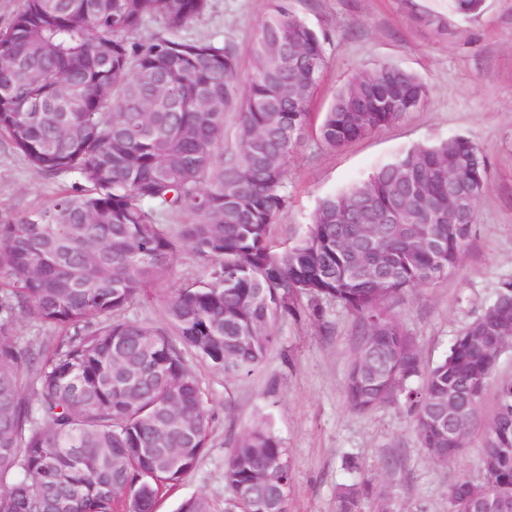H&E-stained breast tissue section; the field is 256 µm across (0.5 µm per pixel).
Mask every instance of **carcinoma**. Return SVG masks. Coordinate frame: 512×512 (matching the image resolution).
Wrapping results in <instances>:
<instances>
[{
  "mask_svg": "<svg viewBox=\"0 0 512 512\" xmlns=\"http://www.w3.org/2000/svg\"><path fill=\"white\" fill-rule=\"evenodd\" d=\"M459 15L483 0H449ZM210 0H23L0 30V137L71 189L16 221H0V512H153L196 466L211 421L192 355L226 378L265 361L282 315L308 298L359 321L345 383L369 412L400 393L434 461L457 459L471 430L472 388H488L512 341V282L448 354L422 369L388 301L453 270L476 204L448 223V172L485 180L468 137L417 145L362 182L322 198L305 234L283 250L271 230L288 209L286 164L297 152L325 63L317 33L271 0L238 85L224 44L184 35ZM156 28L141 33L145 21ZM412 72L381 64L356 74L325 113L339 148L399 121L425 101ZM234 111L236 150L224 151ZM411 173L424 199L407 196ZM184 246L210 261L202 280L168 288L157 318L125 311L171 275ZM31 318L63 333L53 346L13 339ZM423 385L412 387L414 378ZM482 461L512 512V379L496 382ZM224 512H279L286 449L258 423L224 470ZM369 481L343 484L337 512H358ZM179 512H211L203 496Z\"/></svg>",
  "mask_w": 512,
  "mask_h": 512,
  "instance_id": "cac0c4a2",
  "label": "carcinoma"
}]
</instances>
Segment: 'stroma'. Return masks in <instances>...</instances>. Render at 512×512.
I'll list each match as a JSON object with an SVG mask.
<instances>
[{
    "instance_id": "1",
    "label": "stroma",
    "mask_w": 512,
    "mask_h": 512,
    "mask_svg": "<svg viewBox=\"0 0 512 512\" xmlns=\"http://www.w3.org/2000/svg\"><path fill=\"white\" fill-rule=\"evenodd\" d=\"M291 10L323 43L325 64L310 104V124L287 164L289 205L272 226L289 246L305 232L320 198L360 182L378 165L416 145L466 136L479 147L487 187L458 266L433 284L391 299L394 314L423 366L442 358L453 338L512 281V0H483L460 16L448 0H289ZM270 0H211L187 37L224 43L239 79L252 72L251 45ZM389 63L415 73L427 98L397 124L346 146L327 147L319 127L337 90L356 71ZM69 175L47 177L0 139V218L20 219L71 188ZM323 320L307 307L284 315L277 343L252 374L227 378L198 360L190 366L214 415L208 446L186 478L161 496L155 512H177L204 496L224 512L230 490L224 469L236 440L267 420L287 450L288 512H336L339 485L368 480L381 496L360 512H449L448 491L460 478H481L483 429L495 411L487 389L463 454L448 465L422 448L403 397L377 409L353 410L345 392L357 320L341 304L324 303ZM355 457L356 471L345 467Z\"/></svg>"
}]
</instances>
